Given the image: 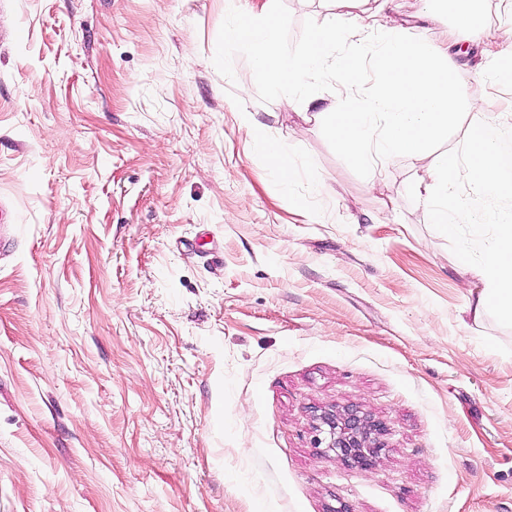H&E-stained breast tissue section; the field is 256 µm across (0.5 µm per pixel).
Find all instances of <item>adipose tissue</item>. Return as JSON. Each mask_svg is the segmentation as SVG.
I'll return each instance as SVG.
<instances>
[{"mask_svg":"<svg viewBox=\"0 0 512 512\" xmlns=\"http://www.w3.org/2000/svg\"><path fill=\"white\" fill-rule=\"evenodd\" d=\"M338 2L344 22L314 26L298 52L283 45L275 0L257 5L249 0L236 7V19L225 27L224 40L251 50L258 79L288 87L308 104L319 100L322 78H334L349 89L359 83L365 62H372L377 71L374 87L347 98L344 111L332 113L328 128L341 152L375 180L381 178L388 160L398 155L420 157L460 109L471 111L466 139L471 159L437 156L428 176L418 180L412 192L429 206L433 224L442 231L451 233L458 225L475 222L496 226L479 266L484 289L472 313L478 318L495 310L512 319V210L476 215L448 205L463 180L472 183L479 195L512 185V147L503 140L502 125L486 119L483 101L465 98L449 80L457 68L450 47L457 44L458 32L475 24L482 0H456L448 38L438 43L408 40L402 23L386 14L387 0H373L370 8L365 0ZM483 54L492 62L483 78L493 85L511 84L512 45L501 44L497 29H487ZM240 126L248 146L264 155L282 184H293L299 168L287 149L254 125L249 113H242Z\"/></svg>","mask_w":512,"mask_h":512,"instance_id":"adipose-tissue-1","label":"adipose tissue"}]
</instances>
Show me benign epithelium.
Listing matches in <instances>:
<instances>
[{
	"label": "benign epithelium",
	"instance_id": "7a95c632",
	"mask_svg": "<svg viewBox=\"0 0 512 512\" xmlns=\"http://www.w3.org/2000/svg\"><path fill=\"white\" fill-rule=\"evenodd\" d=\"M320 419L323 437L316 438V444L326 445L363 469L373 465L382 449L379 423L350 410L325 412Z\"/></svg>",
	"mask_w": 512,
	"mask_h": 512
}]
</instances>
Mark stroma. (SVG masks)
<instances>
[{
  "label": "stroma",
  "mask_w": 512,
  "mask_h": 512,
  "mask_svg": "<svg viewBox=\"0 0 512 512\" xmlns=\"http://www.w3.org/2000/svg\"><path fill=\"white\" fill-rule=\"evenodd\" d=\"M424 7L390 3L441 41L448 16ZM276 9L293 52L337 13ZM232 18L224 0H0V512H512V321L473 318L484 284L459 261L495 227L446 234L410 193L470 114L371 185L225 46ZM485 27L512 42L487 0L450 80L512 130V86L473 75ZM346 407L384 426L371 469L314 445ZM240 126L245 130L248 146L266 158L272 172L286 187L299 177V168L288 157V150L268 137L266 130L254 125L248 112L241 113Z\"/></svg>",
  "instance_id": "stroma-1"
}]
</instances>
